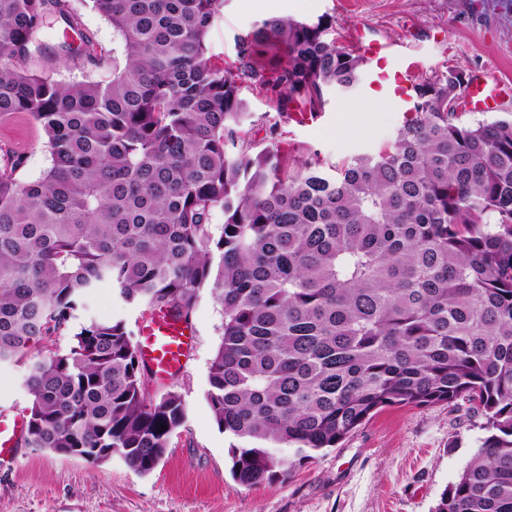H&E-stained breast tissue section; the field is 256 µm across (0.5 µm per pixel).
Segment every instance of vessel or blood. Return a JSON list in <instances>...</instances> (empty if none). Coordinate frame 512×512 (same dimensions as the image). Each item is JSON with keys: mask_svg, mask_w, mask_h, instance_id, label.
Here are the masks:
<instances>
[{"mask_svg": "<svg viewBox=\"0 0 512 512\" xmlns=\"http://www.w3.org/2000/svg\"><path fill=\"white\" fill-rule=\"evenodd\" d=\"M352 43L363 59L360 80L365 94L386 99L398 111L412 107L415 87L420 79L417 62L401 63L396 44L369 39L354 31ZM512 96V82L483 73L467 78L465 109L469 112L494 111L499 98ZM140 334V351L160 375L178 374L188 352V336L180 324L161 316H152ZM23 426L22 416L14 409L0 410V468L13 467L18 458L17 440Z\"/></svg>", "mask_w": 512, "mask_h": 512, "instance_id": "1", "label": "vessel or blood"}]
</instances>
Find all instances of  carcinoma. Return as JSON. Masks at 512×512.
Returning <instances> with one entry per match:
<instances>
[{
	"mask_svg": "<svg viewBox=\"0 0 512 512\" xmlns=\"http://www.w3.org/2000/svg\"><path fill=\"white\" fill-rule=\"evenodd\" d=\"M87 2L118 39L106 83L25 69L55 21L57 54L105 60L71 0H0V119L30 117L52 157L35 181L19 154L0 164V364H26L29 397L17 446L150 474L181 394L150 395L121 320L55 338L102 283L184 323L207 288L224 322L206 399L238 485L289 476L383 407L463 401L486 436L435 512H512V115L465 119L450 68L420 79L375 152L290 169L242 136V90L282 116L357 86L332 23L265 18L218 67L223 0Z\"/></svg>",
	"mask_w": 512,
	"mask_h": 512,
	"instance_id": "carcinoma-1",
	"label": "carcinoma"
}]
</instances>
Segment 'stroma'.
Here are the masks:
<instances>
[{
    "label": "stroma",
    "mask_w": 512,
    "mask_h": 512,
    "mask_svg": "<svg viewBox=\"0 0 512 512\" xmlns=\"http://www.w3.org/2000/svg\"><path fill=\"white\" fill-rule=\"evenodd\" d=\"M224 0L209 33L215 65L235 59V38L267 17L314 20L325 15L339 45L363 27L402 45L404 59L421 75L450 67L466 74L493 69L512 79V12L486 0ZM31 71L57 81H106L111 64L82 59L39 60ZM319 112H292L277 142L290 161L312 159L331 168L375 151L404 122L382 98L328 91ZM0 147L25 155V180L41 178L52 164L42 129L27 116L0 120ZM94 316L123 320L139 331L144 308L97 288L88 306ZM222 307L202 292L188 322L190 347L183 370L150 384L153 395L181 394L187 418L165 458L146 476L121 458L95 467L33 448H20L16 467L0 469V512H432L457 478L484 432L466 406H387L337 447L316 454L290 477L251 488L232 480L231 440L221 432L206 400L208 372L221 341Z\"/></svg>",
    "instance_id": "35a3bbf8"
}]
</instances>
